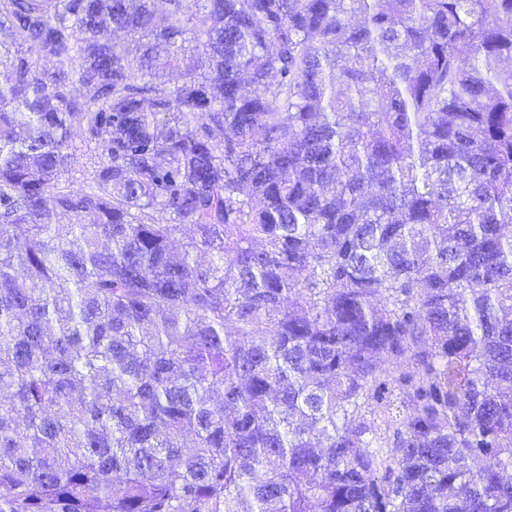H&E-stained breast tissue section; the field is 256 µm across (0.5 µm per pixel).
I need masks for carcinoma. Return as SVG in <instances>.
I'll list each match as a JSON object with an SVG mask.
<instances>
[{
  "instance_id": "obj_1",
  "label": "carcinoma",
  "mask_w": 512,
  "mask_h": 512,
  "mask_svg": "<svg viewBox=\"0 0 512 512\" xmlns=\"http://www.w3.org/2000/svg\"><path fill=\"white\" fill-rule=\"evenodd\" d=\"M0 27V512H512V0ZM92 152L82 148V151L76 153L75 162L72 165L71 178L75 186L87 185L90 182V173L94 165Z\"/></svg>"
}]
</instances>
